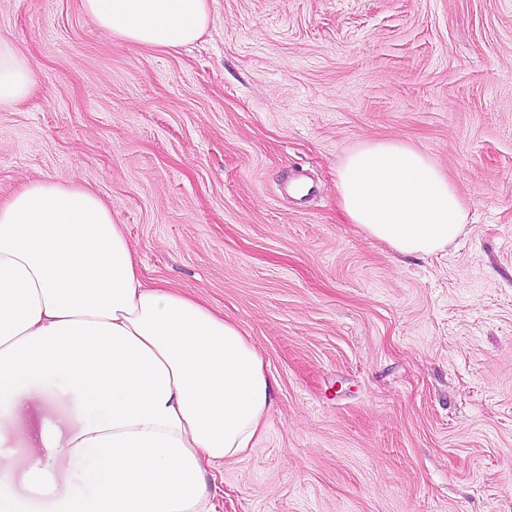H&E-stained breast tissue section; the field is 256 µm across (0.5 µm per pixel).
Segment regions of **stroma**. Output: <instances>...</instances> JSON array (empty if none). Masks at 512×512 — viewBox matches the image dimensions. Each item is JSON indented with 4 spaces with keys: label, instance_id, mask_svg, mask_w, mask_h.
I'll return each mask as SVG.
<instances>
[{
    "label": "stroma",
    "instance_id": "1",
    "mask_svg": "<svg viewBox=\"0 0 512 512\" xmlns=\"http://www.w3.org/2000/svg\"><path fill=\"white\" fill-rule=\"evenodd\" d=\"M175 52L81 0H0L36 65L0 112V200L97 192L162 282L238 324L276 381L255 448L208 471L213 512H512V0H210ZM417 147L468 220L431 256L349 224L336 167ZM61 411L0 442L25 496Z\"/></svg>",
    "mask_w": 512,
    "mask_h": 512
}]
</instances>
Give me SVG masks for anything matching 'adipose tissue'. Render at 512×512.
Instances as JSON below:
<instances>
[{"label":"adipose tissue","instance_id":"adipose-tissue-1","mask_svg":"<svg viewBox=\"0 0 512 512\" xmlns=\"http://www.w3.org/2000/svg\"><path fill=\"white\" fill-rule=\"evenodd\" d=\"M121 41L172 51L212 22L209 0H81ZM34 63L0 39V111L32 90ZM348 223L407 255L445 249L466 209L447 174L401 141H364L336 169ZM112 211L71 182H28L0 201V437L29 404L73 421L32 461L83 481L48 502L16 493L0 458V512H211L208 467L253 448L272 381L243 331L202 302L146 283Z\"/></svg>","mask_w":512,"mask_h":512}]
</instances>
